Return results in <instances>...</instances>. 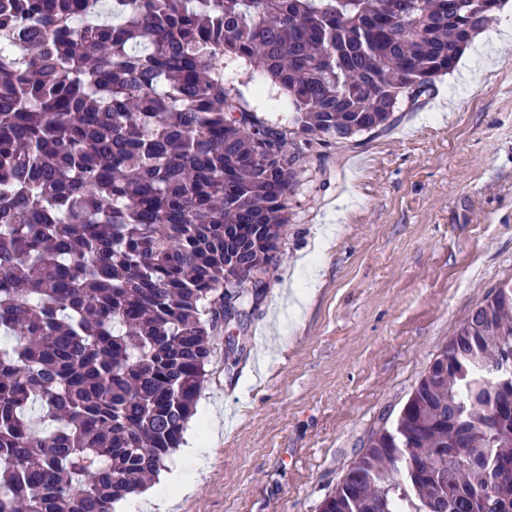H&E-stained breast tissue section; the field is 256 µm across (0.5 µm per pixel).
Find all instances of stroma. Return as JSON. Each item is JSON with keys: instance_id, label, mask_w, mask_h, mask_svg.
<instances>
[{"instance_id": "obj_1", "label": "stroma", "mask_w": 512, "mask_h": 512, "mask_svg": "<svg viewBox=\"0 0 512 512\" xmlns=\"http://www.w3.org/2000/svg\"><path fill=\"white\" fill-rule=\"evenodd\" d=\"M496 33L492 20L475 37L463 82L437 80L389 131L309 159L234 370V327L213 337L197 408L221 412L224 435L172 512H320L471 310L512 279V44ZM241 91L287 122L262 73ZM292 285L308 297L297 316Z\"/></svg>"}]
</instances>
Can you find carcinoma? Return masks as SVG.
Returning <instances> with one entry per match:
<instances>
[{"label": "carcinoma", "mask_w": 512, "mask_h": 512, "mask_svg": "<svg viewBox=\"0 0 512 512\" xmlns=\"http://www.w3.org/2000/svg\"><path fill=\"white\" fill-rule=\"evenodd\" d=\"M0 0V512H114L166 468L303 163L434 91L480 0ZM291 100L258 117L224 69ZM467 451V479L455 459ZM512 280L320 512H512Z\"/></svg>", "instance_id": "obj_1"}]
</instances>
